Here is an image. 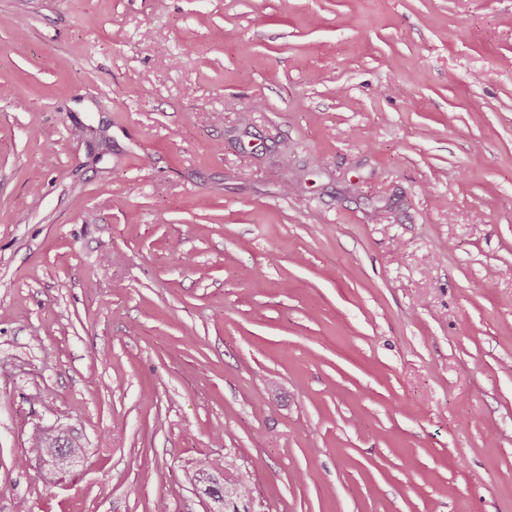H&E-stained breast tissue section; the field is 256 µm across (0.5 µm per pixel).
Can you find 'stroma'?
<instances>
[{"label": "stroma", "mask_w": 512, "mask_h": 512, "mask_svg": "<svg viewBox=\"0 0 512 512\" xmlns=\"http://www.w3.org/2000/svg\"><path fill=\"white\" fill-rule=\"evenodd\" d=\"M228 457L254 512H512V0H0V512H209ZM61 440L62 439L60 437H53L50 432H47L33 439L31 449L34 453L42 455L43 458L49 460L51 456L56 452L58 446L61 443H64L72 455L79 456L81 453V448L72 442H69L68 440H66V442H61ZM45 456H47V458Z\"/></svg>", "instance_id": "obj_1"}]
</instances>
